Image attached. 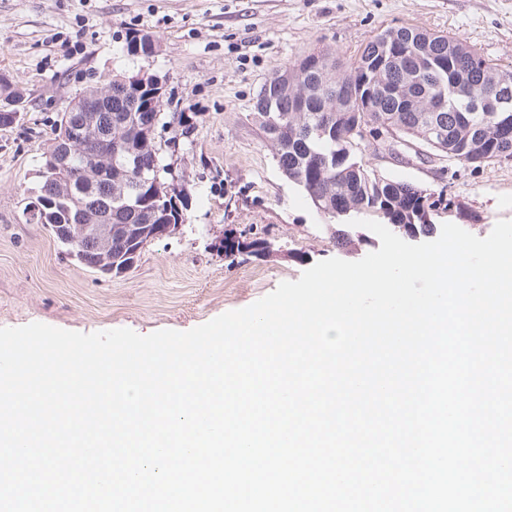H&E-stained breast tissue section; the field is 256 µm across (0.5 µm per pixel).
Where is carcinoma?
<instances>
[{
	"label": "carcinoma",
	"instance_id": "1",
	"mask_svg": "<svg viewBox=\"0 0 512 512\" xmlns=\"http://www.w3.org/2000/svg\"><path fill=\"white\" fill-rule=\"evenodd\" d=\"M429 32L412 26L385 29L347 60L328 49L310 52L302 62L321 69L303 80L285 85L281 75L296 66L290 62L262 86L253 112L255 121L274 151L283 174L302 190L317 212L336 223L337 240H348L344 220L364 218L387 224L403 237L429 236L433 222L421 216L423 189L387 179L363 162L362 146L391 131L399 138L425 147L448 165L465 164L480 170L512 157V112L493 113L483 108L463 111L472 96L489 97L490 81L482 79V65L512 81V67H502L482 57L474 47L454 54L448 41L426 44ZM155 42L148 36L127 41V53L150 55ZM444 88L450 111L442 113L448 139L428 144L424 129L436 113L431 111L439 88ZM148 84H112V101L105 105L112 128L122 130L134 152L130 168H160L155 143L142 140L143 126L157 118L162 103ZM305 99L304 109L292 111L295 99ZM378 102L375 112L360 113L366 102ZM95 199L111 209L112 239L103 245L88 234L76 233L60 242L67 255L101 275L119 278L129 271L142 249L154 241L158 224L178 223L179 211L169 199L158 197L150 184L112 170V191L96 186ZM53 180L42 179L39 194L30 205L53 204L38 224L68 221V203L58 198ZM267 239L224 232V254L265 252Z\"/></svg>",
	"mask_w": 512,
	"mask_h": 512
}]
</instances>
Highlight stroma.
<instances>
[{
    "instance_id": "obj_1",
    "label": "stroma",
    "mask_w": 512,
    "mask_h": 512,
    "mask_svg": "<svg viewBox=\"0 0 512 512\" xmlns=\"http://www.w3.org/2000/svg\"><path fill=\"white\" fill-rule=\"evenodd\" d=\"M456 36L512 66V0H0V80L23 94L22 118L0 128V327L41 322L93 333L187 331L247 307L315 263L356 261L380 247L355 227L351 250L280 171L252 118L270 75L324 47L350 56L388 27ZM152 36L151 56L126 53L129 33ZM145 73L164 85L155 144L164 179L186 204L175 234L152 241L120 278L68 256L26 208L42 156L65 107L115 74ZM378 174L444 192L465 207L452 222L486 237L512 220V162L480 170L367 145ZM251 231L268 254L225 255V231Z\"/></svg>"
}]
</instances>
